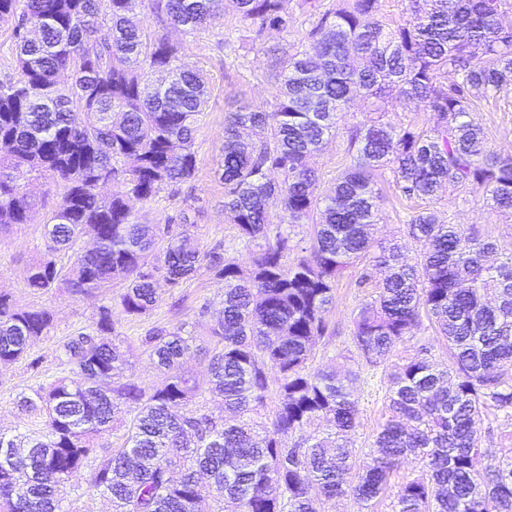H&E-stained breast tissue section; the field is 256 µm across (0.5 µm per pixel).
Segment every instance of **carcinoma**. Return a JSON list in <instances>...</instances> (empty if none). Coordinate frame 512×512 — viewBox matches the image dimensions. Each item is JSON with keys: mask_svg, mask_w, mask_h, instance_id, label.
I'll use <instances>...</instances> for the list:
<instances>
[{"mask_svg": "<svg viewBox=\"0 0 512 512\" xmlns=\"http://www.w3.org/2000/svg\"><path fill=\"white\" fill-rule=\"evenodd\" d=\"M174 28H203L214 0H149ZM287 0H225L260 39L288 27ZM406 18L389 24L380 0H336L313 18L305 40L275 54L282 81L276 106L231 112L224 123V212L235 239L251 255L245 271L225 246L187 247L171 224L132 218L128 201L147 202L164 186L192 179L195 132L208 106L203 76L180 62L182 47L148 38L133 14L135 0H0V19L15 21L16 72L0 80V229L27 224L38 201L31 179L64 186L44 219V250L27 272L32 293L60 288L88 296L125 281L118 306L141 317L157 304L155 284L178 288L205 265L224 280V310L209 326V379L181 368L193 337L153 326L140 347L166 371L152 386L122 378L125 365L112 304L63 337L56 359L64 375L18 393L17 406L43 417L42 428L0 430V512H89L98 496L113 512H325L351 499L362 508L387 491L407 452L419 474L394 493L393 512H512V448L494 454L498 427L512 421V254L466 224H446L425 208L405 232L418 243L414 265L397 246L374 242L370 226L381 202L376 176L389 168L407 199H437L440 190L490 196L512 217V157L487 145L471 121L477 102L497 93L512 73V32L499 19L512 0H404ZM112 39L98 36L101 20ZM365 60L352 65L351 55ZM72 73L67 85L57 74ZM387 88L417 102L434 126L396 127L370 119L356 126L351 147L360 162L330 187L311 165L336 130L337 113L358 99H382ZM84 118L76 121L70 105ZM258 136L251 149L244 130ZM123 190L104 200L98 184ZM300 224L318 212L310 255H296L282 220ZM89 237L95 246L77 247ZM155 253L145 263L144 255ZM72 253L69 273L58 258ZM388 269L357 286L371 288L353 321L351 343L378 368L428 321L448 351L437 369L426 346L389 377L378 454L353 469L349 435L359 424L358 400L334 371L310 370L327 335L325 314L336 279L356 260ZM54 328L52 312L19 307L0 293V365L23 362L39 374L34 341ZM278 403L265 420L270 385ZM213 397L225 415L206 410ZM328 436L305 433L314 422ZM123 431L106 452L95 436ZM208 486L209 497L201 495Z\"/></svg>", "mask_w": 512, "mask_h": 512, "instance_id": "obj_1", "label": "carcinoma"}]
</instances>
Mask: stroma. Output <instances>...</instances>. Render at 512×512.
Segmentation results:
<instances>
[{
	"mask_svg": "<svg viewBox=\"0 0 512 512\" xmlns=\"http://www.w3.org/2000/svg\"><path fill=\"white\" fill-rule=\"evenodd\" d=\"M298 3L299 0L287 2V29L264 31L260 41L253 44L244 39L248 22L242 21L233 11L217 9L203 31L186 35L163 25L145 0H140L136 12L144 33L150 37L163 35L182 44L181 60L205 77L210 100L195 136L198 165L193 181L164 187L145 204L132 201L134 217L162 224L167 218L177 217L185 211L193 222L189 232L194 245L208 250L220 243L232 244L235 230L224 217V185L215 174L224 153V118L246 104L273 107L277 85L273 78L271 50L299 45L311 26L309 14L300 9ZM505 84L506 91L482 100L472 118L483 129L494 152L512 156V75L506 78ZM373 116V106L367 100L356 101L350 111L339 114L335 137L314 159L324 183H331L340 171L354 163L356 153L349 148V132L353 126ZM379 186L384 200L373 236L386 240L399 235L412 204L400 199L392 175H383ZM434 208L440 219L476 225L480 233L495 239L503 252L512 253V217L492 211L484 194L445 193ZM44 216V210L37 211L30 223L0 234V292L10 295L19 306H43L53 310L55 324L51 334L33 344L34 353L42 355L45 368L52 370L57 364L59 339L75 328L88 325L99 305L123 292L124 283L113 281L109 287L77 299L57 289L44 294L29 293L24 280L29 264L39 258L44 248ZM364 267L363 261L352 263L337 281L335 300L327 313L332 332L328 349L332 354L324 356V349L318 347L311 361L313 367L333 370L342 376L356 372L352 390L359 400L361 418L351 441L361 461L372 450L376 432L384 419L386 387L383 378L389 377L429 338L428 332L415 330L412 338L399 346L378 373L370 372L350 343L353 318L368 295L367 289L355 286ZM158 292L160 299L147 315L129 317L119 310L114 313L115 331L122 337V347L129 359L127 374L146 384L159 381L162 373L147 355L141 353L137 336L154 324L171 328L183 326L194 332L198 344H207L208 324L223 308L224 283L209 269L203 268L181 287L159 284ZM203 305L208 308L204 316L199 313ZM37 383V378L26 371L24 364L0 369V429L18 427L23 415L16 405V396Z\"/></svg>",
	"mask_w": 512,
	"mask_h": 512,
	"instance_id": "stroma-1",
	"label": "stroma"
}]
</instances>
